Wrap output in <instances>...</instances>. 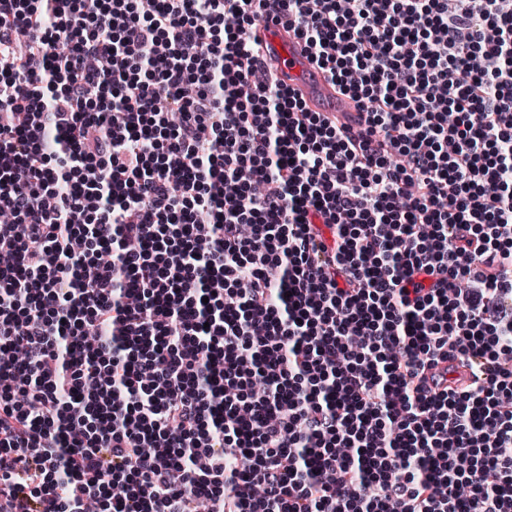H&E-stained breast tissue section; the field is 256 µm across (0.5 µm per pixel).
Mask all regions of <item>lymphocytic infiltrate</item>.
Here are the masks:
<instances>
[{
	"instance_id": "lymphocytic-infiltrate-1",
	"label": "lymphocytic infiltrate",
	"mask_w": 512,
	"mask_h": 512,
	"mask_svg": "<svg viewBox=\"0 0 512 512\" xmlns=\"http://www.w3.org/2000/svg\"><path fill=\"white\" fill-rule=\"evenodd\" d=\"M0 211V512H512V0H0ZM260 43L265 62L278 82L292 89L311 112H330L343 122L358 125L362 110L342 94L311 60L303 41L284 21H259L250 31Z\"/></svg>"
}]
</instances>
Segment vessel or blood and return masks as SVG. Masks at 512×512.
<instances>
[{"instance_id": "vessel-or-blood-1", "label": "vessel or blood", "mask_w": 512, "mask_h": 512, "mask_svg": "<svg viewBox=\"0 0 512 512\" xmlns=\"http://www.w3.org/2000/svg\"><path fill=\"white\" fill-rule=\"evenodd\" d=\"M261 46L263 57L278 82L292 89L313 112H329L358 124L362 110L342 94L311 60L303 41L282 21H259L249 32Z\"/></svg>"}]
</instances>
